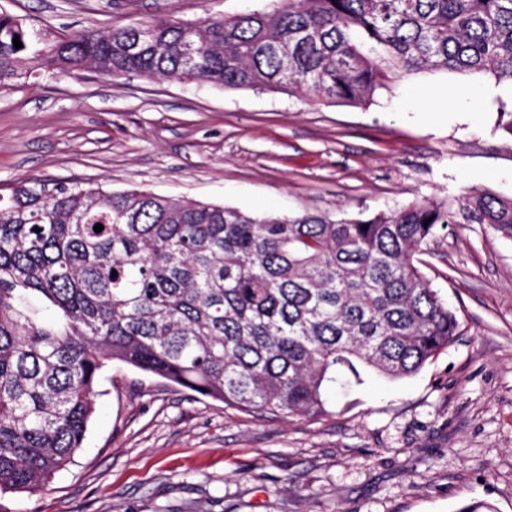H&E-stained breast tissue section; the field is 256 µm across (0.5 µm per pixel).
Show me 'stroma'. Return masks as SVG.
<instances>
[{
  "mask_svg": "<svg viewBox=\"0 0 512 512\" xmlns=\"http://www.w3.org/2000/svg\"><path fill=\"white\" fill-rule=\"evenodd\" d=\"M278 0H0L54 33L170 14L195 23ZM458 88L456 105L439 93ZM492 75L421 72L364 105L205 82L45 73L0 89V191L24 178L140 187L260 214L360 218L419 199L512 197ZM422 271L461 327L416 374L362 369L319 418L281 419L112 363L81 448L0 512H512V240L452 224Z\"/></svg>",
  "mask_w": 512,
  "mask_h": 512,
  "instance_id": "35a3bbf8",
  "label": "stroma"
}]
</instances>
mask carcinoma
Wrapping results in <instances>:
<instances>
[{
	"mask_svg": "<svg viewBox=\"0 0 512 512\" xmlns=\"http://www.w3.org/2000/svg\"><path fill=\"white\" fill-rule=\"evenodd\" d=\"M281 2L53 36L0 12V87L93 68L361 105L422 70L512 84V0ZM450 224L512 239V198L413 200L333 219L14 183L0 195V491L40 492L71 463L110 362L283 417L323 415L326 392L361 381L362 367L417 373L460 326L419 259Z\"/></svg>",
	"mask_w": 512,
	"mask_h": 512,
	"instance_id": "cac0c4a2",
	"label": "carcinoma"
}]
</instances>
